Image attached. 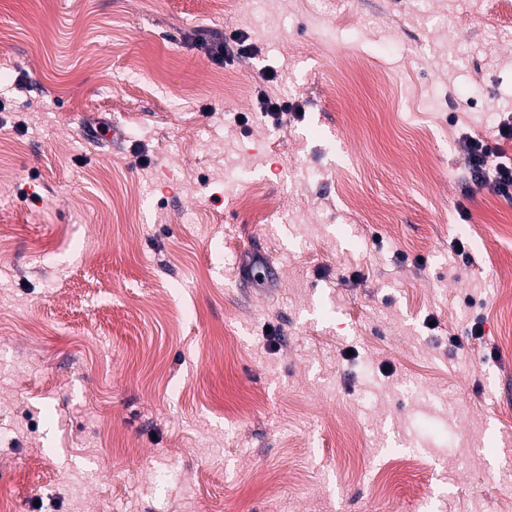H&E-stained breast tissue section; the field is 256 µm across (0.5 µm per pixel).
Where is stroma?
Masks as SVG:
<instances>
[{"instance_id":"stroma-1","label":"stroma","mask_w":512,"mask_h":512,"mask_svg":"<svg viewBox=\"0 0 512 512\" xmlns=\"http://www.w3.org/2000/svg\"><path fill=\"white\" fill-rule=\"evenodd\" d=\"M318 4L0 0L11 512L512 501V197L465 176L512 115L498 0ZM257 100L262 112L261 114L268 118L275 126L280 125L283 117L288 114L300 115V113H297L299 109L297 104L293 105L292 103L272 98L263 91L259 93ZM291 111H294V113H290Z\"/></svg>"}]
</instances>
